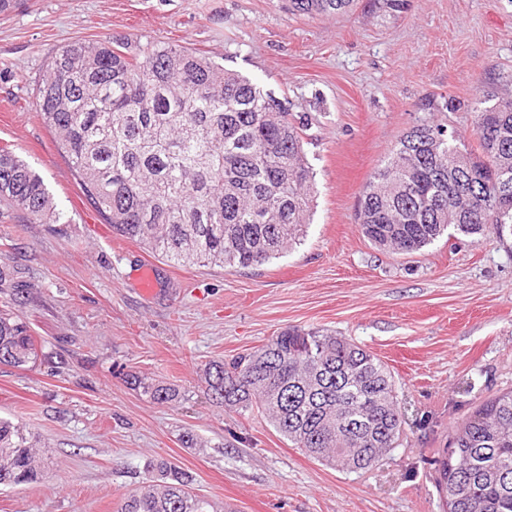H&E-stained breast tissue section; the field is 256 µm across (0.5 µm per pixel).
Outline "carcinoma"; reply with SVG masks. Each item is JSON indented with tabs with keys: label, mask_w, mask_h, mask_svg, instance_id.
Masks as SVG:
<instances>
[{
	"label": "carcinoma",
	"mask_w": 512,
	"mask_h": 512,
	"mask_svg": "<svg viewBox=\"0 0 512 512\" xmlns=\"http://www.w3.org/2000/svg\"><path fill=\"white\" fill-rule=\"evenodd\" d=\"M354 0H288L301 14H339ZM36 106L83 192L112 232L175 264L251 267L300 243L313 172L286 102L187 49L131 52L117 40L73 41L48 64ZM482 155L430 122L413 126L363 187L357 220L375 247L414 254L451 228L512 235V100L476 102ZM0 201L33 221L53 205L43 181L0 149ZM35 339L0 310V365L25 369ZM208 391L255 410L314 458L366 471L397 447L404 414L388 366L355 342L286 329L231 362L213 361ZM158 404L176 389L135 379ZM37 439L0 419V487L38 479ZM117 512H215L192 478L161 462ZM448 512H512V392L452 431L438 460Z\"/></svg>",
	"instance_id": "cac0c4a2"
}]
</instances>
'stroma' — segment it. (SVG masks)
Wrapping results in <instances>:
<instances>
[{
  "mask_svg": "<svg viewBox=\"0 0 512 512\" xmlns=\"http://www.w3.org/2000/svg\"><path fill=\"white\" fill-rule=\"evenodd\" d=\"M165 44L222 63L287 102L315 194L300 245L249 268L174 265L113 235L36 110L50 58L75 40ZM512 98V0H355L306 16L286 0H24L0 17V147L43 181L55 216L0 220V303L39 356L0 365V417L45 440L43 476L0 488V512H113L149 465L182 467L236 512H445L436 462L475 406L512 391V238L375 248L355 219L371 173L413 126L478 151L479 96ZM149 265L156 292L136 271ZM289 326L351 339L388 365L406 422L371 470L295 448L205 389ZM139 377L178 388L157 404Z\"/></svg>",
  "mask_w": 512,
  "mask_h": 512,
  "instance_id": "stroma-1",
  "label": "stroma"
}]
</instances>
